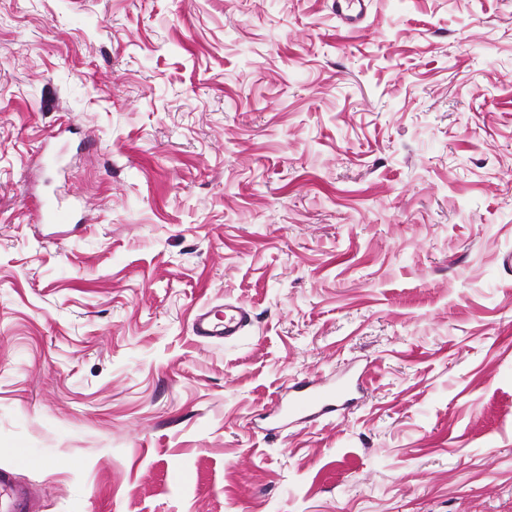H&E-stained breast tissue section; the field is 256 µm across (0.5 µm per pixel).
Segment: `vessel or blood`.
<instances>
[{"instance_id":"obj_1","label":"vessel or blood","mask_w":512,"mask_h":512,"mask_svg":"<svg viewBox=\"0 0 512 512\" xmlns=\"http://www.w3.org/2000/svg\"><path fill=\"white\" fill-rule=\"evenodd\" d=\"M75 211V205L51 203L35 210L34 221L69 224ZM250 323L251 315L242 307L205 304L194 316L192 330L201 340L211 341L240 335ZM365 392V382L359 375L338 382L302 380L291 385L287 401L275 402L267 415L280 421L336 419L354 409ZM38 509L36 492L20 482L13 469L0 468V512H38Z\"/></svg>"}]
</instances>
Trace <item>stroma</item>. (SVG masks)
I'll return each instance as SVG.
<instances>
[{"label": "stroma", "mask_w": 512, "mask_h": 512, "mask_svg": "<svg viewBox=\"0 0 512 512\" xmlns=\"http://www.w3.org/2000/svg\"><path fill=\"white\" fill-rule=\"evenodd\" d=\"M352 10L0 0V467L39 512H512V0ZM224 302L252 324L200 341ZM76 208L77 204H47L46 206L35 210L33 214V222L35 224H71L74 221ZM250 313L239 306L224 303L219 306L202 305L192 320V330L203 341L239 336L251 324ZM367 391L362 375L341 381L302 380L288 387V401H277L264 414L280 421L344 417Z\"/></svg>", "instance_id": "1"}]
</instances>
